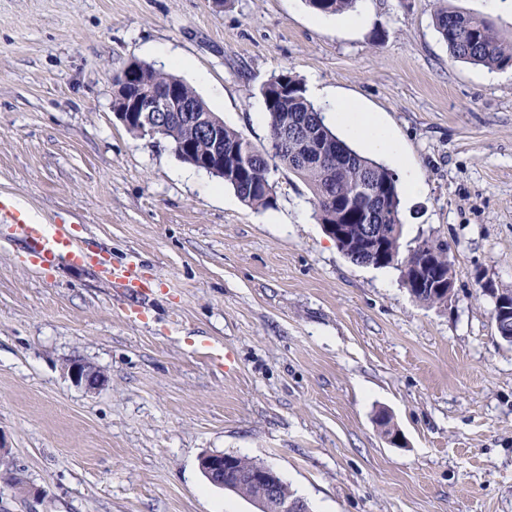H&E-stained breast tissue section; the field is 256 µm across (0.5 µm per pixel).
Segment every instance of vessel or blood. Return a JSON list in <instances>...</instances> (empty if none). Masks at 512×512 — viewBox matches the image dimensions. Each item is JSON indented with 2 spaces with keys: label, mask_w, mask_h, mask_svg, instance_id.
<instances>
[{
  "label": "vessel or blood",
  "mask_w": 512,
  "mask_h": 512,
  "mask_svg": "<svg viewBox=\"0 0 512 512\" xmlns=\"http://www.w3.org/2000/svg\"><path fill=\"white\" fill-rule=\"evenodd\" d=\"M9 222L16 238L21 241L30 262L49 269L61 261L76 266L95 267L102 275L123 287L126 294L145 296L149 288L138 277L137 258L124 262L113 261L104 251L93 252L85 248L71 234L67 225L36 224L19 210L12 199L0 196V220Z\"/></svg>",
  "instance_id": "vessel-or-blood-1"
}]
</instances>
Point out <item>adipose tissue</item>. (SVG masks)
<instances>
[{
	"mask_svg": "<svg viewBox=\"0 0 512 512\" xmlns=\"http://www.w3.org/2000/svg\"><path fill=\"white\" fill-rule=\"evenodd\" d=\"M331 111L337 126L351 138L358 140L367 150L389 158L403 170V188L407 196L415 197L422 193V180L402 152L397 137L377 115L362 111L357 105L341 99L332 102Z\"/></svg>",
	"mask_w": 512,
	"mask_h": 512,
	"instance_id": "1",
	"label": "adipose tissue"
}]
</instances>
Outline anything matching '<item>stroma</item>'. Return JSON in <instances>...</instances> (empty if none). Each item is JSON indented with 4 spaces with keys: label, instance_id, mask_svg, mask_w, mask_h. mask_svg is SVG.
Listing matches in <instances>:
<instances>
[{
    "label": "stroma",
    "instance_id": "35a3bbf8",
    "mask_svg": "<svg viewBox=\"0 0 512 512\" xmlns=\"http://www.w3.org/2000/svg\"><path fill=\"white\" fill-rule=\"evenodd\" d=\"M512 42V0H447ZM437 0H0V194L113 260L138 257L151 317L111 279L35 268L0 222V439L34 487L0 512H254L198 459L275 469L311 512H512V68L452 59ZM256 146L261 95L289 71L378 114L425 189L402 200L401 255L444 244L454 295L416 301L393 267L351 262L293 173L256 211L112 110L155 48ZM232 366H225V357ZM107 377L91 393L66 365ZM388 412L405 438L389 444ZM358 0H305L307 6L316 13L336 15L353 11Z\"/></svg>",
    "mask_w": 512,
    "mask_h": 512
}]
</instances>
